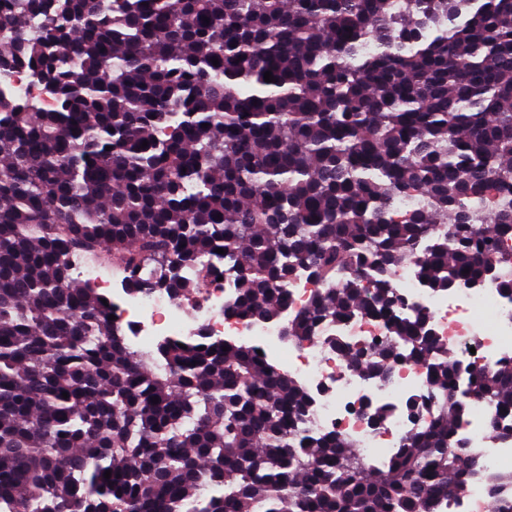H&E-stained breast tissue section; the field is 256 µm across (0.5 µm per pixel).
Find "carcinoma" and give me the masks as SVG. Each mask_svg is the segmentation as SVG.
<instances>
[{"label": "carcinoma", "mask_w": 512, "mask_h": 512, "mask_svg": "<svg viewBox=\"0 0 512 512\" xmlns=\"http://www.w3.org/2000/svg\"><path fill=\"white\" fill-rule=\"evenodd\" d=\"M407 2L0 0V73L56 100L0 97V512H441L479 474L456 430L471 400L512 415V365L459 388L390 275L512 297V0ZM368 35L381 51L362 55ZM70 253L182 296L215 260L228 313L256 321L282 319L306 271L326 287L287 340L382 319L381 341L327 345L382 379L429 361L407 401L427 418L372 466L310 430L306 389L250 345H127Z\"/></svg>", "instance_id": "carcinoma-1"}]
</instances>
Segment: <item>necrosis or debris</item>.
Masks as SVG:
<instances>
[{"label": "necrosis or debris", "mask_w": 512, "mask_h": 512, "mask_svg": "<svg viewBox=\"0 0 512 512\" xmlns=\"http://www.w3.org/2000/svg\"><path fill=\"white\" fill-rule=\"evenodd\" d=\"M70 261L81 282L111 299L128 345L146 349L167 338L201 333L215 340L228 335L250 344L265 359L280 362L307 388L313 399L310 427L351 439L368 463L385 462L415 428L404 402L426 395L428 368L424 363L398 362L388 378L370 377L349 368L341 354L325 344L333 335L345 336L355 346L370 344L385 334L378 318L327 322L318 329L316 339L295 345L283 338L281 323L227 316L225 309L235 293L230 280L209 279L207 287L188 301L164 290L128 288L78 256H71ZM391 284L409 311L428 316L435 336L456 353L461 370L494 369L512 361V299L503 296L496 284L436 292L421 285L408 266L396 270ZM477 312L485 315V325L473 323ZM379 410L384 418L378 422L374 414ZM493 416L490 403H470L457 437L462 451L478 458L482 474L462 494L445 502L443 512H485L490 498L487 477L512 473V437L493 435Z\"/></svg>", "instance_id": "4bbe7bcc"}]
</instances>
